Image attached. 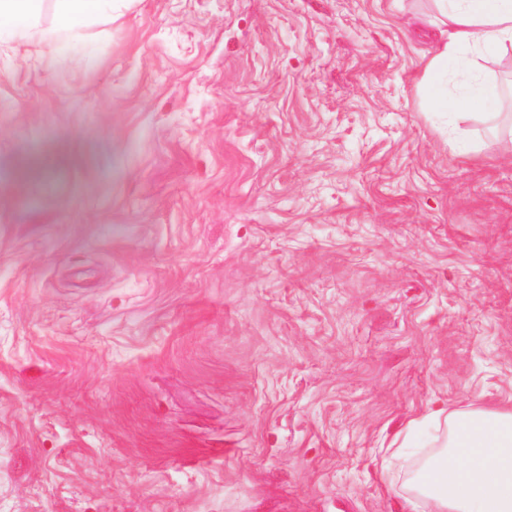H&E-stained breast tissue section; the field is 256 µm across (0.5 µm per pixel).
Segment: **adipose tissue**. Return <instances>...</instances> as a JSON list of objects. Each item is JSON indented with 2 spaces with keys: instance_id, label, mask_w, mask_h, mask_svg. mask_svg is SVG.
Masks as SVG:
<instances>
[{
  "instance_id": "ef3b65f1",
  "label": "adipose tissue",
  "mask_w": 512,
  "mask_h": 512,
  "mask_svg": "<svg viewBox=\"0 0 512 512\" xmlns=\"http://www.w3.org/2000/svg\"><path fill=\"white\" fill-rule=\"evenodd\" d=\"M437 38L419 77L423 97L437 112H483L496 121L495 94L484 85V62L512 49V0H433ZM43 0H0V37L34 36ZM112 0H55L54 34L79 36L101 23ZM466 68L463 93L448 92L458 61ZM446 427L441 448L413 474L410 507L431 512H512V403L448 412L431 407L407 432Z\"/></svg>"
}]
</instances>
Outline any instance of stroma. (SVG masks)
Returning a JSON list of instances; mask_svg holds the SVG:
<instances>
[{
  "mask_svg": "<svg viewBox=\"0 0 512 512\" xmlns=\"http://www.w3.org/2000/svg\"><path fill=\"white\" fill-rule=\"evenodd\" d=\"M434 13L0 39V512H402L407 422L512 398V127L428 111Z\"/></svg>",
  "mask_w": 512,
  "mask_h": 512,
  "instance_id": "stroma-1",
  "label": "stroma"
}]
</instances>
